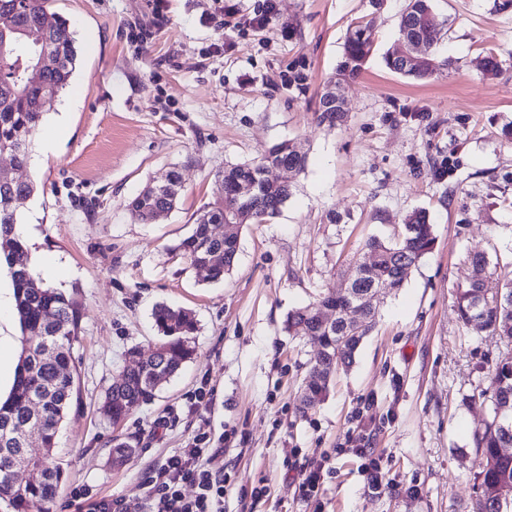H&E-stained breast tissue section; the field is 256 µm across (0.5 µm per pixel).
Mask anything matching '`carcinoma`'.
<instances>
[{
    "label": "carcinoma",
    "mask_w": 512,
    "mask_h": 512,
    "mask_svg": "<svg viewBox=\"0 0 512 512\" xmlns=\"http://www.w3.org/2000/svg\"><path fill=\"white\" fill-rule=\"evenodd\" d=\"M9 11L0 9V153L10 154L14 165L29 162L34 135L43 121V98L55 97L66 89L76 69L78 53L74 32L66 19L50 8L49 0H12ZM375 13L363 15L350 24L343 56L333 74L320 87L314 112L317 120L330 125L344 122L345 112L328 92L356 78L375 48ZM36 29L56 60V67L43 81L30 87L17 73L26 64L29 51L25 32ZM440 24L434 17L432 0H408L399 20V38L421 44L426 61L412 66L402 58L388 54L386 67L401 76L415 80L428 79L449 66L437 57L435 48L442 39ZM285 164L292 172L307 166V153L291 141L269 147L258 162H242L225 167L216 175L217 197L196 218L191 234L176 250L196 268H204L212 280L218 281L235 264L239 242L215 233L226 217L238 218L244 224H262L276 217L292 195L286 181L271 182L261 171ZM169 185L156 192L142 190L128 203V209L140 224H148L162 210H172L182 191L178 170L167 172ZM31 182L14 181L0 176V267L6 269L12 282L14 310L22 332H37L35 341L25 340L15 369L14 383L5 398H0V498L7 499L15 512H47L62 480L63 468L57 461L59 426L70 409L76 393L73 364V341L80 329V312L75 302L56 288L41 287L17 258L27 256L25 242L16 228L24 204L34 194ZM435 245L428 215L416 210L408 215L397 238L384 241L372 238L366 249L372 257L371 267L350 291L327 293L305 307L288 312L284 329L294 336H315L320 349L304 379L299 409L306 413L322 402L336 368H349L365 336L376 323L377 308L363 312L362 324L347 322L342 317L346 308L379 286L400 288L411 269ZM472 265L486 271L497 283L498 292H487L482 281L475 280L458 289L456 306L459 319L466 327H474L512 344V279L501 282L499 263H493L483 252L469 255ZM323 305L336 311L335 322L323 325L317 308ZM153 317L161 334L155 346L154 359L144 361L139 350L129 349L121 379L105 392L104 409L118 425L132 409L150 401L155 395V375L161 370L175 375L193 358V336L197 331L194 316L182 308L167 304L155 307ZM490 418L475 436V445L486 458L480 482V494L473 512H512V497L500 495L501 488L512 485V350L493 368ZM37 436L44 451L22 460L18 441Z\"/></svg>",
    "instance_id": "carcinoma-1"
}]
</instances>
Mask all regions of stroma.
Wrapping results in <instances>:
<instances>
[{
	"mask_svg": "<svg viewBox=\"0 0 512 512\" xmlns=\"http://www.w3.org/2000/svg\"><path fill=\"white\" fill-rule=\"evenodd\" d=\"M497 2L435 0L450 66L417 81L383 61L399 47L405 0L376 10L276 0L270 14L265 0H51L75 32L78 65L16 173L36 185L23 221L56 270L47 283L81 311L79 394L59 429L64 477L49 512H70L82 487L136 501L146 471L203 433L224 439V512H472L485 467L474 444L488 416L481 394L506 348L462 324L455 294L475 275L468 253L512 271V78L482 70L492 52L512 71V9ZM372 11L376 50L344 86L345 122L318 123L317 90L350 24ZM288 140L308 155L288 176L291 198L269 223L242 227L232 272L210 280L175 247L214 201L216 173ZM173 168L177 206L135 222L127 202ZM417 209L430 216L432 252L402 288L383 289L354 364L300 414L319 345L288 335L286 314L345 288L367 241L393 238ZM159 303L194 315L195 356L113 427L104 392L129 348L153 352ZM201 387L212 405L188 413ZM116 435L136 450L120 467L109 458ZM359 438L384 460L381 489L348 449ZM319 461V494L303 500L298 476Z\"/></svg>",
	"mask_w": 512,
	"mask_h": 512,
	"instance_id": "35a3bbf8",
	"label": "stroma"
}]
</instances>
